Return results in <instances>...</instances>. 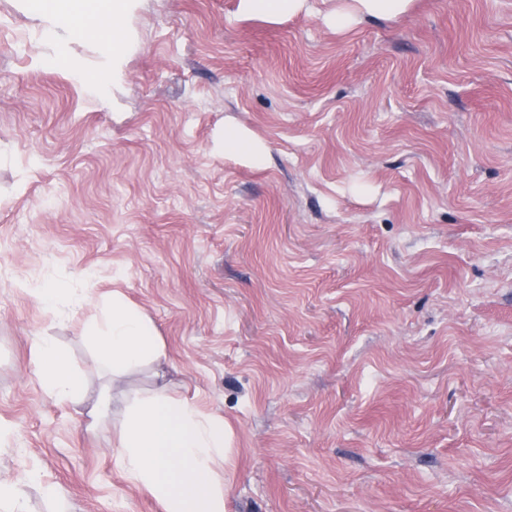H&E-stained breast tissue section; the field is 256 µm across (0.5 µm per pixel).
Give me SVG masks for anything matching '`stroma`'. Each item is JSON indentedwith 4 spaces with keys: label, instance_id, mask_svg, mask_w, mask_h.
Returning a JSON list of instances; mask_svg holds the SVG:
<instances>
[{
    "label": "stroma",
    "instance_id": "stroma-1",
    "mask_svg": "<svg viewBox=\"0 0 512 512\" xmlns=\"http://www.w3.org/2000/svg\"><path fill=\"white\" fill-rule=\"evenodd\" d=\"M309 6L140 0L102 101L0 0V482L163 512L112 446L163 385L226 424V512H512V0L345 33ZM228 127L267 161L221 150ZM49 283L94 303L57 320ZM116 291L166 358L95 424L84 330ZM43 337L83 402L35 374ZM307 0H240V11L247 16H261L277 21L304 11Z\"/></svg>",
    "mask_w": 512,
    "mask_h": 512
}]
</instances>
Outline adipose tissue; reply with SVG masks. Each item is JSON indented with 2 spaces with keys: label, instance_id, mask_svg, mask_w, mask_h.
<instances>
[{
  "label": "adipose tissue",
  "instance_id": "adipose-tissue-1",
  "mask_svg": "<svg viewBox=\"0 0 512 512\" xmlns=\"http://www.w3.org/2000/svg\"><path fill=\"white\" fill-rule=\"evenodd\" d=\"M139 0H112L86 9H97L98 25L111 34L104 49L109 58V77L76 73L88 93L108 97L123 79V62L136 42L125 27ZM413 0H336L325 19L337 31L351 30L367 19H390L407 13ZM30 11L44 31L64 43L74 35L70 11L75 0H27ZM100 325L90 326L99 368L108 375H121L157 363L165 355L153 323L122 296H113L105 306ZM31 362L45 386L55 396L72 400L83 397L86 384L66 354L50 338L37 340ZM116 462L128 480L160 500L165 512H224V485L213 473L216 460L224 456V422L202 416L191 404L171 397L159 386L137 395L127 408L126 419L114 443Z\"/></svg>",
  "mask_w": 512,
  "mask_h": 512
}]
</instances>
